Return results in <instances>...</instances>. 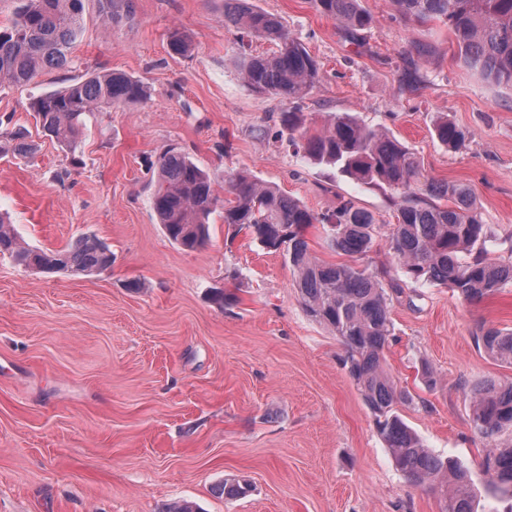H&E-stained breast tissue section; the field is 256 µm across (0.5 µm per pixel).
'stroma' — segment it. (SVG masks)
Returning <instances> with one entry per match:
<instances>
[{"instance_id": "obj_1", "label": "stroma", "mask_w": 512, "mask_h": 512, "mask_svg": "<svg viewBox=\"0 0 512 512\" xmlns=\"http://www.w3.org/2000/svg\"><path fill=\"white\" fill-rule=\"evenodd\" d=\"M252 2L321 67L301 104L307 128L346 112L386 131L425 176L469 185L490 257H512V88L469 69L447 24L363 0L374 22L352 41L309 0ZM135 3L132 18L106 25L97 0H84L72 64L0 86V131L36 146L30 160L0 154V213L31 247L93 235L112 251L111 267L89 277L39 274L0 254V512H165L182 499L202 512H442L439 489L396 470L342 345L303 310L283 256L216 215L204 247L175 244L152 210L151 163L174 145L214 180L245 171L315 212L349 199L380 224L395 223L396 194L294 153L278 134L284 104L238 70L243 54L270 46L225 27L224 0ZM175 28L189 54L170 50ZM103 69L143 80L149 99L89 113L67 153L38 133L30 104ZM444 116L470 133L459 149L435 137ZM359 264L403 290L384 356L414 398L404 420L484 485L488 442L471 427L470 390L512 368L475 338L512 329V285L464 301L411 280L382 235ZM220 290L235 303L220 304ZM226 478L250 492L224 498Z\"/></svg>"}]
</instances>
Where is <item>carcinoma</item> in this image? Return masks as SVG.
<instances>
[{
	"instance_id": "1",
	"label": "carcinoma",
	"mask_w": 512,
	"mask_h": 512,
	"mask_svg": "<svg viewBox=\"0 0 512 512\" xmlns=\"http://www.w3.org/2000/svg\"><path fill=\"white\" fill-rule=\"evenodd\" d=\"M102 20L110 23L117 7L130 13L132 0H98ZM318 13L338 22L351 40L368 29L373 17L362 0H310ZM405 17L448 23L464 63L486 82L512 88V0H392ZM83 22V0H25L18 17L0 26V84L23 85L45 68L71 63L70 50ZM224 26L241 37L276 45L267 55L243 56L244 82L257 92L290 104L280 125L288 146L313 164L398 194L397 223L389 225V249L414 281L443 285L466 301H477L512 284V260L495 261L486 243L488 228L464 184L438 183L427 178L415 155L396 139L360 123L348 113H335L319 131L310 133L302 113L292 104L305 98L321 81L320 66L305 45L291 37L275 17L255 9L250 0H224ZM148 99L144 82L121 72L97 71L37 99L30 106L45 135L75 152L85 129V116L101 108L141 105ZM437 139L449 148L465 142V130L446 117L435 126ZM157 169L152 208L169 237L193 250L209 239L211 215L244 231L265 249L282 256L292 268L295 288L306 314L330 328L344 347L343 366L374 417V426L392 453L393 462L416 487L441 488L442 512H477L480 490L469 473L450 459L425 448L397 406L413 399L386 371L384 350L394 326L391 294L375 276L351 264H326L314 257L306 230L320 224L332 246L350 256L367 255L381 227L374 217L343 200L331 213H316L274 186L238 171L224 177L221 197L207 171L187 154L171 148L153 162ZM447 197L442 207L433 198ZM36 272L68 271L94 275L112 263V253L95 236H84L63 249L20 245L6 217L0 215V254ZM492 359L512 365V330L488 328L478 337ZM472 428L486 439L481 469L485 490L512 499V378L490 381L472 392ZM509 433L504 439L502 435ZM219 492L239 498L248 486L225 479Z\"/></svg>"
}]
</instances>
